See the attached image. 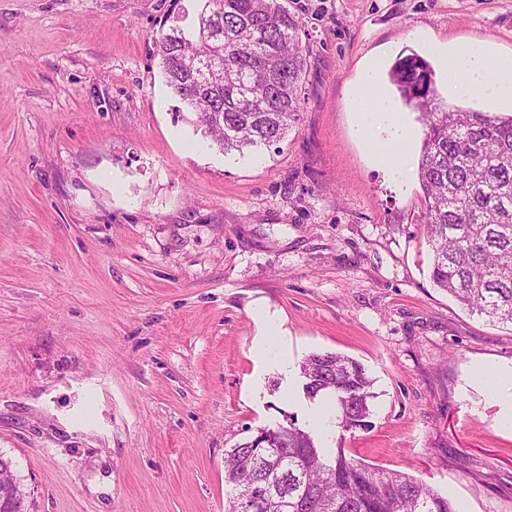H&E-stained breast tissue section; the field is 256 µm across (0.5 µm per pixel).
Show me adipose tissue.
Instances as JSON below:
<instances>
[{"label":"adipose tissue","mask_w":512,"mask_h":512,"mask_svg":"<svg viewBox=\"0 0 512 512\" xmlns=\"http://www.w3.org/2000/svg\"><path fill=\"white\" fill-rule=\"evenodd\" d=\"M432 50L448 75V87L459 95L483 97L512 105V55L494 54L484 42L469 40L447 45L434 43ZM359 140L402 171L410 135L391 99L378 89V68L369 64L363 71L356 95ZM264 330L254 346L260 362L285 374H292L286 341L278 323L262 320ZM472 381L482 384L488 396L501 408L503 426L512 428V375L506 369L476 366Z\"/></svg>","instance_id":"obj_1"}]
</instances>
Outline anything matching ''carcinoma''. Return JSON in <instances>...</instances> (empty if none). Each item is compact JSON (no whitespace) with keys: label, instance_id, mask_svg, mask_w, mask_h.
I'll use <instances>...</instances> for the list:
<instances>
[{"label":"carcinoma","instance_id":"cac0c4a2","mask_svg":"<svg viewBox=\"0 0 512 512\" xmlns=\"http://www.w3.org/2000/svg\"><path fill=\"white\" fill-rule=\"evenodd\" d=\"M301 20L279 0H204L194 28L156 38L166 85L196 112L224 153L270 146L301 111L307 51ZM425 127L418 177L431 279L464 309L512 324V115L451 109L433 70L405 57L391 72ZM310 398L335 395L339 427L366 426L372 380L358 361L312 353L302 362ZM225 512H460L416 478L333 455L294 423L262 429L226 451ZM0 457V509L28 512V497Z\"/></svg>","mask_w":512,"mask_h":512}]
</instances>
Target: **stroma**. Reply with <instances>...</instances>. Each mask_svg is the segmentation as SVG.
<instances>
[{
	"mask_svg": "<svg viewBox=\"0 0 512 512\" xmlns=\"http://www.w3.org/2000/svg\"><path fill=\"white\" fill-rule=\"evenodd\" d=\"M308 69L278 147L224 153L167 87L154 38L201 0H0V457L31 512H224V453L306 427L301 376L256 363L257 310L288 352L359 361L366 427L328 450L408 473L462 512H512V431L468 384L512 365V327L430 279L418 179L355 136L369 59L431 43L512 53V0H280Z\"/></svg>",
	"mask_w": 512,
	"mask_h": 512,
	"instance_id": "1",
	"label": "stroma"
}]
</instances>
